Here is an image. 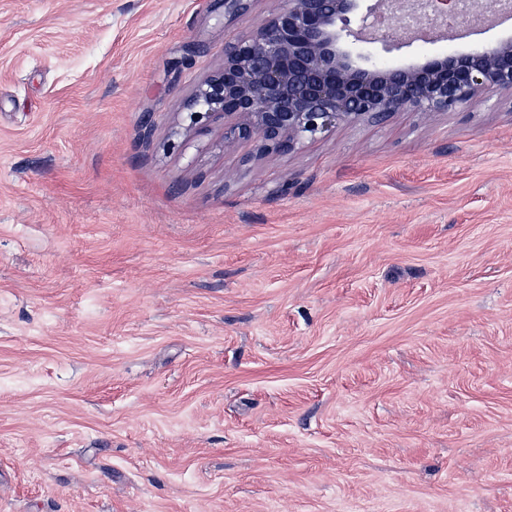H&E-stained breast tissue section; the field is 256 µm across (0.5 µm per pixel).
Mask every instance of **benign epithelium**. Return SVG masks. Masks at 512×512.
<instances>
[{"mask_svg":"<svg viewBox=\"0 0 512 512\" xmlns=\"http://www.w3.org/2000/svg\"><path fill=\"white\" fill-rule=\"evenodd\" d=\"M221 2L228 26L254 0ZM496 17L512 19V0H280L224 45V62L198 86L189 117L224 120L226 151L253 141L262 152L291 153L340 124L462 109L512 92L511 40L400 65L380 55ZM366 44L380 46L378 54Z\"/></svg>","mask_w":512,"mask_h":512,"instance_id":"benign-epithelium-1","label":"benign epithelium"}]
</instances>
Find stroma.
Segmentation results:
<instances>
[{
	"label": "stroma",
	"instance_id": "obj_1",
	"mask_svg": "<svg viewBox=\"0 0 512 512\" xmlns=\"http://www.w3.org/2000/svg\"><path fill=\"white\" fill-rule=\"evenodd\" d=\"M220 0H0V512H512V95L228 153Z\"/></svg>",
	"mask_w": 512,
	"mask_h": 512
}]
</instances>
